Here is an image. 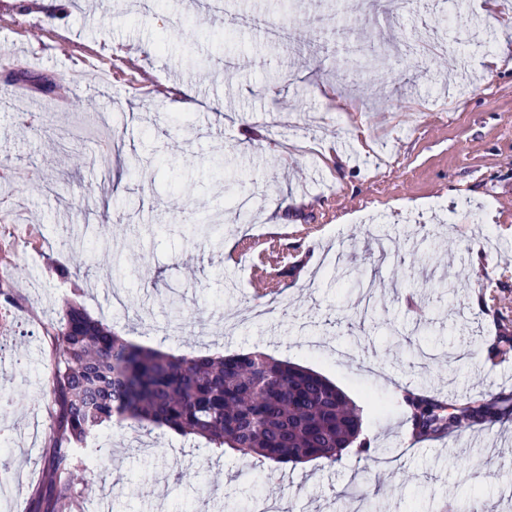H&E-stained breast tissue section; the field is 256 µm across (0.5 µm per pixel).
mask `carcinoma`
<instances>
[{"label":"carcinoma","instance_id":"cac0c4a2","mask_svg":"<svg viewBox=\"0 0 512 512\" xmlns=\"http://www.w3.org/2000/svg\"><path fill=\"white\" fill-rule=\"evenodd\" d=\"M54 331L61 347L47 391L50 449L31 512H73L87 489L76 478L77 449L114 419L202 437L274 468L333 464L336 445L354 442L362 430L360 407L340 387L258 349L171 356L126 340L73 302L62 305ZM401 404L415 435L435 440L499 419L512 399L448 403L406 388Z\"/></svg>","mask_w":512,"mask_h":512}]
</instances>
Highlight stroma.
Segmentation results:
<instances>
[{
  "label": "stroma",
  "instance_id": "stroma-1",
  "mask_svg": "<svg viewBox=\"0 0 512 512\" xmlns=\"http://www.w3.org/2000/svg\"><path fill=\"white\" fill-rule=\"evenodd\" d=\"M0 0L36 38L0 41V199L24 206L29 255L8 262L13 305L0 339L6 466L30 512L46 464L45 395L64 301L124 338L174 354L259 349L313 369L363 411L362 439L341 462L254 459L165 428L122 425L81 448L78 472L106 512H228L259 498L284 512H351L363 491L384 512H512V415L452 437L410 438L400 391L447 401L512 395V0ZM286 21L272 44L269 19ZM92 42L112 63L60 104L43 82L74 65L60 38ZM359 42L408 45L355 69ZM189 89L192 106L178 89ZM223 167H216V157ZM140 167H132V159ZM284 220L298 237L272 274L268 316L246 266L224 256ZM184 315L170 312L172 292ZM402 331L395 342L394 331Z\"/></svg>",
  "mask_w": 512,
  "mask_h": 512
}]
</instances>
